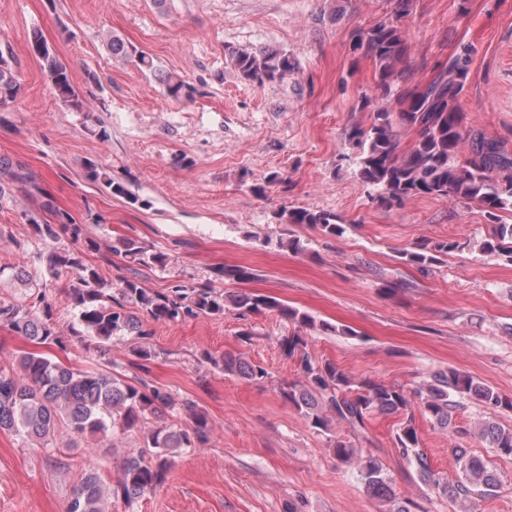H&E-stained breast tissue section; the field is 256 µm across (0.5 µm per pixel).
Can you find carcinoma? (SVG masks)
I'll return each instance as SVG.
<instances>
[{"instance_id":"cac0c4a2","label":"carcinoma","mask_w":512,"mask_h":512,"mask_svg":"<svg viewBox=\"0 0 512 512\" xmlns=\"http://www.w3.org/2000/svg\"><path fill=\"white\" fill-rule=\"evenodd\" d=\"M108 44L112 57L133 62L142 70H154L153 59L126 45L123 39L114 36ZM352 47L373 61L374 94L364 96V104L377 103L369 124H354L346 130L358 178L375 191L376 199L385 206L418 196L452 197L480 206L492 219V225L488 235L477 241L478 251L486 258L505 257L512 261V223L503 222V215L512 216V152L502 140L466 125L458 105H448L445 95L429 102L434 92L431 84L407 83L410 47L404 30L397 24L379 23L356 31ZM31 50L58 96L74 111H85L69 68L39 28L32 32ZM455 58L456 86L464 84L469 76L471 51L464 47ZM231 61L245 79L259 84L282 80L294 71L288 54L273 49L238 50L232 53ZM160 82L164 94L176 101L189 100L197 93L179 75L168 74ZM19 89L15 71L0 55V105L14 101ZM402 128L415 134L414 143L406 150L401 149L399 139ZM84 177L91 182L101 180L113 194L137 201L96 161L85 162ZM278 219L282 224L310 225L325 238H335L346 231L345 221L330 211L284 206ZM462 244L423 242L403 253V260L427 271L440 263V256ZM98 246L96 240L87 238L80 247H52L44 257V276L39 280L33 279L23 265L7 270L0 267V278L6 275L30 291L24 301H0V323L35 346L62 344L47 287L64 275L75 281L69 296L79 328L72 329L73 335L89 337L86 348L96 352L129 340L134 344V355L142 361L153 356L149 347L153 323L176 322L199 314L220 317L231 309L243 317L274 312L293 326L291 334L282 338L279 345L282 353L300 366V378L282 387L280 394L311 427L325 433L335 422L362 428L375 414L396 415L400 418L396 448L422 482L453 499L485 498L497 491L496 470L469 448H454L461 480L450 483L435 472L421 448L416 417L450 434H459L461 430L452 424V411L461 405V400H473L495 413L500 409L511 412L512 397L452 367L432 374L412 392L369 379L356 381L329 361L312 362L308 354L310 333L353 336L352 329H339L275 297L229 294L214 287L210 280L197 284L176 282L162 292H151L138 279V267L162 266L166 256L133 238H121L112 245V252L130 264L129 275L120 277L119 287L114 289L83 258L84 250ZM214 275L239 283L253 278L251 269L244 266L218 267ZM206 359L248 381L267 377L264 368L240 357L224 355L217 359L208 354ZM13 362L15 370L0 368V431L23 434L43 448H51L60 428L74 438H85L105 435L115 428L124 431L157 423L143 435L152 455H126L120 476L112 486L104 487L97 470L87 463L81 481L72 489L67 512H106L112 497L132 502L164 484L174 454L210 441L211 425L203 411L187 401L178 404L167 390L141 378L115 369H73L37 351L20 350ZM179 410L183 411L180 421L167 423V418ZM473 434L497 456L512 458V426L485 418L474 426ZM329 443L336 459L355 466L366 490L389 505V512H411L409 504L396 497L379 460L361 455L343 440L331 438Z\"/></svg>"}]
</instances>
